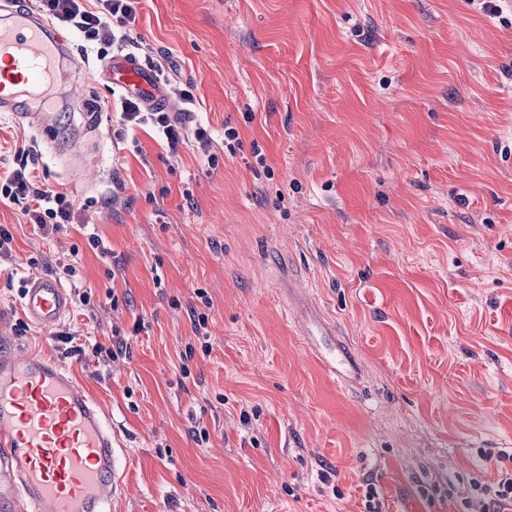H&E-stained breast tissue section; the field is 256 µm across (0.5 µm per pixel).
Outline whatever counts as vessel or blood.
I'll use <instances>...</instances> for the list:
<instances>
[{
    "mask_svg": "<svg viewBox=\"0 0 512 512\" xmlns=\"http://www.w3.org/2000/svg\"><path fill=\"white\" fill-rule=\"evenodd\" d=\"M71 43L40 13L0 5V112L48 133L56 127V84L70 81L62 59ZM145 105L166 96L155 72L134 54L114 53L92 69ZM22 307L44 333L71 309L66 288L50 276L26 281ZM125 451L107 412L66 365L32 349L0 346V512H110L125 487Z\"/></svg>",
    "mask_w": 512,
    "mask_h": 512,
    "instance_id": "1",
    "label": "vessel or blood"
}]
</instances>
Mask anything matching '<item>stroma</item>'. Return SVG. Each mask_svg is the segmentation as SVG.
Listing matches in <instances>:
<instances>
[{"mask_svg":"<svg viewBox=\"0 0 512 512\" xmlns=\"http://www.w3.org/2000/svg\"><path fill=\"white\" fill-rule=\"evenodd\" d=\"M132 38L163 60L171 111L193 94L216 168L147 126L115 140L121 92L82 62L57 131L94 159L85 184L0 112V177L34 145L82 206L41 230L0 203V342L74 368L109 413L130 459L112 512H364L369 486L386 512H460L512 455V10L139 0ZM69 258L71 314L48 338L23 283ZM311 316L335 328L344 379L310 350ZM116 334L125 352L98 362Z\"/></svg>","mask_w":512,"mask_h":512,"instance_id":"stroma-1","label":"stroma"}]
</instances>
